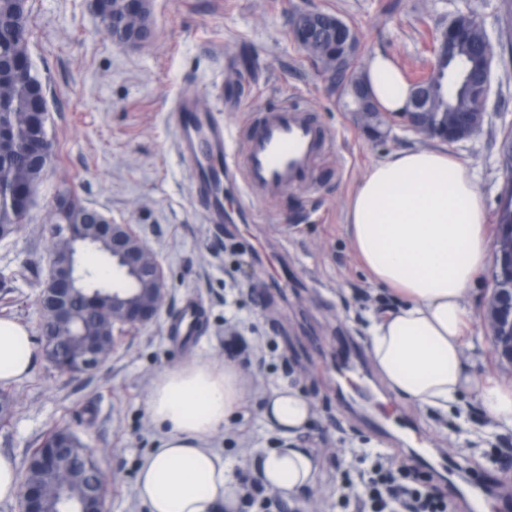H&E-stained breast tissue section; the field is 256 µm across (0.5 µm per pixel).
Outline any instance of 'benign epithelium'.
<instances>
[{"instance_id": "7a95c632", "label": "benign epithelium", "mask_w": 512, "mask_h": 512, "mask_svg": "<svg viewBox=\"0 0 512 512\" xmlns=\"http://www.w3.org/2000/svg\"><path fill=\"white\" fill-rule=\"evenodd\" d=\"M151 34L149 0H125L121 15L112 16V40L127 47L146 41ZM291 34L303 48L318 43L339 44L344 52L333 55L328 75L337 80L344 70L354 66L358 55V41L353 29L343 19L324 11L296 14ZM481 65L473 69L470 78L476 89L488 94L493 54L480 53ZM351 102L356 117L363 119L375 111L367 84L360 83L353 91ZM49 113L31 114V133L21 146L38 168L44 170L52 160L50 139L44 134ZM404 130L437 138L448 145L456 144L475 135L483 126L485 113L470 112L448 120L429 108V91L425 86L414 87L411 107L399 115ZM35 187L10 190L14 211L28 214L32 207ZM53 237L60 242L51 259L50 274L42 289L39 304L43 316L40 336L50 363L58 370L80 374L99 368L112 353L114 343L107 345L95 339L85 341L75 352L68 339L62 337L61 328L72 326L79 317L86 319L108 315L113 324L138 326L152 322L159 315L166 296V281L161 264L141 242L129 224H114L102 212L89 207L82 224H55ZM108 243L112 263L122 272L127 285L144 280L152 287L153 296L142 301L128 295L129 288L112 289L106 293L89 276L82 264V255L94 248V243ZM493 288L486 300L483 322L488 330L493 350L500 362L512 366V224L497 225L493 242ZM83 458L87 473L85 484V512H104L103 489L106 475L100 465L86 457L77 440L66 436L51 448H42L28 458L30 470L44 478H54L67 472L75 457ZM49 486L32 481L22 491L21 512H45Z\"/></svg>"}]
</instances>
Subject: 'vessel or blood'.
I'll return each mask as SVG.
<instances>
[{
	"instance_id": "vessel-or-blood-1",
	"label": "vessel or blood",
	"mask_w": 512,
	"mask_h": 512,
	"mask_svg": "<svg viewBox=\"0 0 512 512\" xmlns=\"http://www.w3.org/2000/svg\"><path fill=\"white\" fill-rule=\"evenodd\" d=\"M175 147L196 197L219 209L225 178L240 176L244 189L271 199L309 176L325 141L313 111L284 102L260 113L246 139L224 127L192 92L176 96Z\"/></svg>"
}]
</instances>
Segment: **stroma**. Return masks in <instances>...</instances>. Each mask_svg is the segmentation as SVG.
<instances>
[{
	"instance_id": "obj_1",
	"label": "stroma",
	"mask_w": 512,
	"mask_h": 512,
	"mask_svg": "<svg viewBox=\"0 0 512 512\" xmlns=\"http://www.w3.org/2000/svg\"><path fill=\"white\" fill-rule=\"evenodd\" d=\"M28 5L29 55L47 86L53 157L27 220L0 240V318L23 323L36 338L30 376L9 387L15 409L0 426V455L24 465L48 430L68 428L95 451L107 476L106 512H141L138 464L162 435L146 410L148 389L161 372L195 356L233 363L246 380L242 408L212 440L236 479L252 476L258 449L279 445L262 416L269 393L289 384L311 401L313 418L297 440L319 459L317 483L281 496V512H346L353 448L398 465L418 443L445 451L459 483L479 473L512 489V468L497 462L512 449V432H490L474 393L445 415L420 409L395 396L368 352L373 315L396 298L370 281L353 250L349 197L376 162L435 142L405 131L395 116L388 136L365 134L290 36L295 12L338 15L359 38L358 68L383 53L414 78L431 68V29L459 14L480 20L494 47L487 115L475 136L447 152L473 173L492 215L507 179L501 142L512 132V0H151L153 36L133 47L113 42L91 0ZM228 57L241 61L245 75L229 109L221 97ZM184 90L197 92L219 122L243 136L258 113L281 101L313 110L326 145L310 180L246 206L240 184H225L223 225L205 220L173 148L168 102ZM63 190L113 223L134 225L167 280L158 319L117 331L108 359L73 376L55 370L37 341L54 203ZM490 287L483 273L468 298L474 348L467 370L511 384L512 367L494 355L483 323ZM189 298L202 319L197 336L180 345L169 328ZM236 334L242 343L230 345Z\"/></svg>"
}]
</instances>
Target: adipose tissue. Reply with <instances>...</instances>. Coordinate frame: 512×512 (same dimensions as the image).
<instances>
[{
    "label": "adipose tissue",
    "instance_id": "obj_1",
    "mask_svg": "<svg viewBox=\"0 0 512 512\" xmlns=\"http://www.w3.org/2000/svg\"><path fill=\"white\" fill-rule=\"evenodd\" d=\"M365 77L383 111L409 107L410 87L388 56H375ZM345 223L371 279L401 300L375 316L369 336V355L390 390L441 411L473 390L495 431L512 430V385L474 376L464 361L473 345L466 297L491 252L487 214L468 167L439 149L393 152L355 186ZM33 361L29 329L1 318L0 385L20 382ZM244 385L233 365L198 358L157 376L146 407L164 435L142 459L136 482L146 512L234 507L235 478L210 441L239 407ZM311 415V402L293 387L268 395L264 417L285 443L257 453L264 485L288 495L313 488L317 461L296 440Z\"/></svg>",
    "mask_w": 512,
    "mask_h": 512
}]
</instances>
